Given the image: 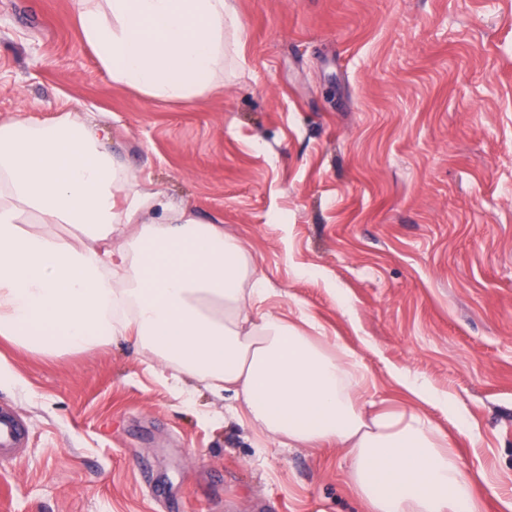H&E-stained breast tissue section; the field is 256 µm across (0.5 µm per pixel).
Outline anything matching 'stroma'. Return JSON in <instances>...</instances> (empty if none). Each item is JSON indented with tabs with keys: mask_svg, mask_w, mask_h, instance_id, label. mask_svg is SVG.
Masks as SVG:
<instances>
[{
	"mask_svg": "<svg viewBox=\"0 0 512 512\" xmlns=\"http://www.w3.org/2000/svg\"><path fill=\"white\" fill-rule=\"evenodd\" d=\"M241 61L152 100L113 84L71 0H0V121L68 112L155 190L221 224L258 313L354 351L371 401L406 372L450 395L483 512L512 501V0H236ZM350 305L342 312L337 296ZM29 429L0 512H364L336 447L291 448L131 336L0 342Z\"/></svg>",
	"mask_w": 512,
	"mask_h": 512,
	"instance_id": "obj_1",
	"label": "stroma"
}]
</instances>
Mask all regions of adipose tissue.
I'll list each match as a JSON object with an SVG mask.
<instances>
[{
    "instance_id": "obj_1",
    "label": "adipose tissue",
    "mask_w": 512,
    "mask_h": 512,
    "mask_svg": "<svg viewBox=\"0 0 512 512\" xmlns=\"http://www.w3.org/2000/svg\"><path fill=\"white\" fill-rule=\"evenodd\" d=\"M74 6L112 83L152 100L207 92L244 31L234 0ZM105 136L68 113L0 122V339L50 355L133 336L174 384L231 394L264 433L345 450L369 512H481L475 477L427 412L464 429L454 401L401 372L413 404H363L352 352L254 316L264 281L243 244L130 176Z\"/></svg>"
}]
</instances>
